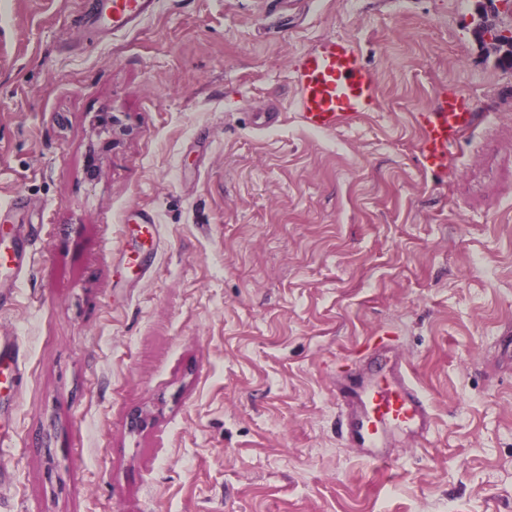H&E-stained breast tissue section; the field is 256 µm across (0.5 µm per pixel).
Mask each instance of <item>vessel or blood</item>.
Here are the masks:
<instances>
[{
	"label": "vessel or blood",
	"mask_w": 512,
	"mask_h": 512,
	"mask_svg": "<svg viewBox=\"0 0 512 512\" xmlns=\"http://www.w3.org/2000/svg\"><path fill=\"white\" fill-rule=\"evenodd\" d=\"M159 4L160 0H99L92 26L98 32H128L151 17ZM295 72L297 115L312 130L336 131L377 106L376 77L350 40H323L317 49L299 58ZM474 121L470 99L453 90L440 96L430 111L419 113L424 167L446 171L450 147L473 128ZM0 369L7 370L11 381H19L20 353L5 336L0 337ZM336 401L345 420L347 440L359 448L365 460L381 468L388 467L390 461L385 451L388 432L397 429L422 437L433 422L412 366L401 357L393 359L383 381H373L363 372L338 382Z\"/></svg>",
	"instance_id": "vessel-or-blood-1"
}]
</instances>
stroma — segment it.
Here are the masks:
<instances>
[{
  "label": "stroma",
  "mask_w": 512,
  "mask_h": 512,
  "mask_svg": "<svg viewBox=\"0 0 512 512\" xmlns=\"http://www.w3.org/2000/svg\"><path fill=\"white\" fill-rule=\"evenodd\" d=\"M96 2L0 0V212L28 205L0 223L24 370L0 379V512H512V69L473 33L487 0H161L104 37ZM328 37L378 104L315 133L294 64ZM451 88L477 122L429 172L417 115ZM380 330L436 418L385 469L335 395Z\"/></svg>",
  "instance_id": "stroma-1"
}]
</instances>
